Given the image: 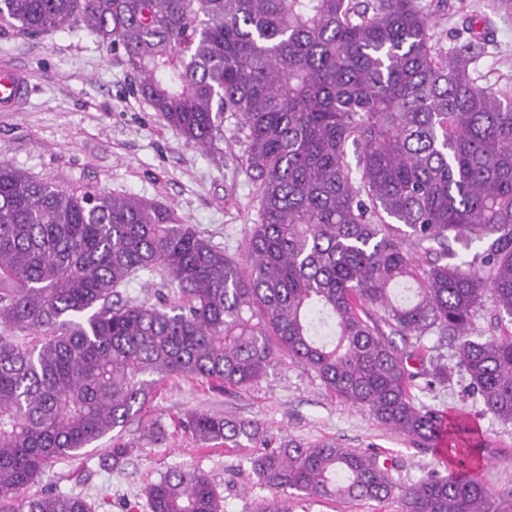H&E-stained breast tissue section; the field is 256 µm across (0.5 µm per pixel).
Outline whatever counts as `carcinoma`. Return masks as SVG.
<instances>
[{
  "label": "carcinoma",
  "instance_id": "carcinoma-1",
  "mask_svg": "<svg viewBox=\"0 0 512 512\" xmlns=\"http://www.w3.org/2000/svg\"><path fill=\"white\" fill-rule=\"evenodd\" d=\"M75 21L137 75L170 127L202 147L224 114L258 183L246 266L171 208L36 180L0 161V512H95L68 494L23 497L54 460L125 426L169 377L250 388L287 357L351 406L436 446L443 417L415 402L464 375L512 423V332L474 326L491 301L512 324V95L474 66L488 28L446 55L419 0H0V30ZM475 241L486 247L456 261ZM149 275L179 303L123 297ZM436 335L452 361L422 344ZM202 444L262 450L251 468L273 497H333L401 512H512L454 449V470L408 486L375 451L283 440L252 420L191 412ZM150 512H224L203 473L173 468Z\"/></svg>",
  "mask_w": 512,
  "mask_h": 512
}]
</instances>
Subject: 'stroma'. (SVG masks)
<instances>
[{"label":"stroma","mask_w":512,"mask_h":512,"mask_svg":"<svg viewBox=\"0 0 512 512\" xmlns=\"http://www.w3.org/2000/svg\"><path fill=\"white\" fill-rule=\"evenodd\" d=\"M487 3L448 0L447 9L433 15L432 43L447 53L463 20L482 18L492 42L478 70L489 83L512 84V8L494 10ZM2 63L25 70L31 90L25 111L0 112V161L65 188L92 187L172 207L182 223L243 259L259 192L241 162L245 143L235 117L225 116L223 136L212 149L200 148L136 93L122 55L78 24L28 38L0 30ZM412 394L417 404L447 420L469 423L478 475L494 499H512V423L486 412L457 378L444 386L417 382ZM200 411L258 422L278 440L378 449L393 459L392 476L401 485L432 469L444 475L452 469L445 454L387 429L367 411L336 398L313 370L286 359L257 386L233 392L195 379H165L146 410L125 428L136 446L123 464L106 458L109 442L103 439L80 457L56 460L39 489L78 495L96 512H149L147 485L170 468L184 467L212 480L225 512H252L273 495L252 471L255 445L202 446L177 426L179 417ZM152 427L163 429L162 439H147ZM289 505L292 512H400L394 500L381 507L372 501L294 497Z\"/></svg>","instance_id":"35a3bbf8"}]
</instances>
